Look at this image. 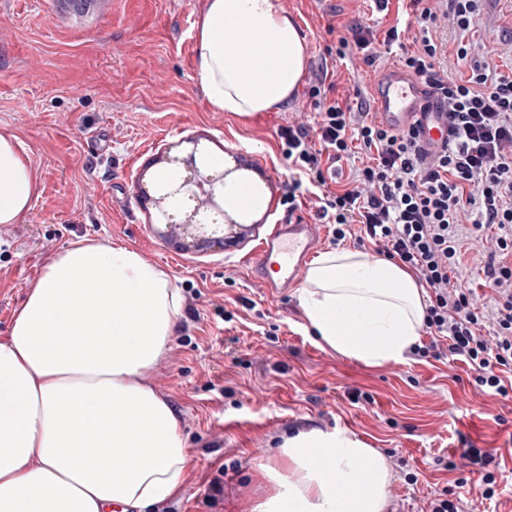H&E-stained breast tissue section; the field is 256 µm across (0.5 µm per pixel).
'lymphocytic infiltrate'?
I'll return each mask as SVG.
<instances>
[{
    "label": "lymphocytic infiltrate",
    "mask_w": 512,
    "mask_h": 512,
    "mask_svg": "<svg viewBox=\"0 0 512 512\" xmlns=\"http://www.w3.org/2000/svg\"><path fill=\"white\" fill-rule=\"evenodd\" d=\"M484 0H409L407 24L376 37L356 22L354 39L340 38L337 59L353 56L374 64L383 53L419 79L428 97L452 116L448 144L425 156L415 131L395 133L369 118L367 103L351 106L329 98L327 66L314 72L308 89L317 112L314 128L281 127V151L294 166L292 190L281 199L287 212L301 202L303 184L313 188L316 218L333 225L336 239L359 230V242L400 262L427 289L429 346L418 358L450 354L472 372L482 391L512 400V72L503 73L468 43L449 47L448 36L466 34ZM469 69L448 74L449 58ZM352 177L339 189L330 182L342 164ZM471 225L463 234V225ZM489 240L484 285L494 294L486 314L459 269L467 240ZM495 330L484 336L486 317Z\"/></svg>",
    "instance_id": "lymphocytic-infiltrate-1"
}]
</instances>
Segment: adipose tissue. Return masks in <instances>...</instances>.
I'll use <instances>...</instances> for the list:
<instances>
[{
    "mask_svg": "<svg viewBox=\"0 0 512 512\" xmlns=\"http://www.w3.org/2000/svg\"><path fill=\"white\" fill-rule=\"evenodd\" d=\"M308 45L277 0H207L196 40L215 111L288 106ZM224 221L246 224L268 197L219 155ZM37 177L18 137L0 132V224L21 223ZM424 290L387 259L342 248L307 269L298 299L314 335L370 366L404 360L425 321ZM184 298L171 276L119 243L57 252L0 341V512H146L175 498L192 462L171 404L145 383L166 353ZM253 512H384L386 458L349 432L285 438ZM349 486L340 496L337 485Z\"/></svg>",
    "mask_w": 512,
    "mask_h": 512,
    "instance_id": "1",
    "label": "adipose tissue"
}]
</instances>
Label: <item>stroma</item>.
<instances>
[{
    "label": "stroma",
    "instance_id": "stroma-1",
    "mask_svg": "<svg viewBox=\"0 0 512 512\" xmlns=\"http://www.w3.org/2000/svg\"><path fill=\"white\" fill-rule=\"evenodd\" d=\"M205 0H108L76 13L59 0H0V130L21 140L38 178L22 223L0 224V340L44 264L82 237L119 242L165 269L184 315L146 380L174 407L193 460L180 494L159 512H250L263 467L284 437L340 428L382 453L391 470L384 512H420L439 494L464 512H512V401L472 387L449 357L369 366L319 343L296 289L271 300L245 264L293 182L279 128L313 126L300 83L288 108L250 117L217 112L199 82L196 34ZM308 44L307 71L334 70V96L371 97L374 66L327 61L355 20L378 31L396 9L373 0H279ZM467 39L512 62V0H487ZM198 145L257 173L270 193L258 221L225 227L226 246L197 247L196 227L157 223L141 199L167 158ZM365 400L352 402V392ZM489 451L497 495L482 499L466 448Z\"/></svg>",
    "mask_w": 512,
    "mask_h": 512
}]
</instances>
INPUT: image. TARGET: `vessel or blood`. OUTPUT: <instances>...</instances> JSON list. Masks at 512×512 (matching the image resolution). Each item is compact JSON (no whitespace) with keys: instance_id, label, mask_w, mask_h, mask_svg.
I'll list each match as a JSON object with an SVG mask.
<instances>
[{"instance_id":"b4317fda","label":"vessel or blood","mask_w":512,"mask_h":512,"mask_svg":"<svg viewBox=\"0 0 512 512\" xmlns=\"http://www.w3.org/2000/svg\"><path fill=\"white\" fill-rule=\"evenodd\" d=\"M373 94L378 118L385 126L397 132L417 129L422 148L431 155L447 144L448 114L429 106L416 79L402 70H390L374 83ZM318 244L317 225L300 214L283 215L250 257V273L263 281L269 298H277L279 289L301 281L305 262Z\"/></svg>"}]
</instances>
